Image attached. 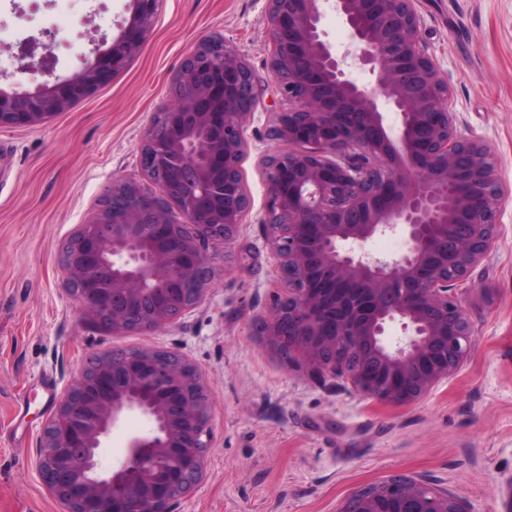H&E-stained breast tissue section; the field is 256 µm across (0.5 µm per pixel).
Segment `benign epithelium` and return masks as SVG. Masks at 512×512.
<instances>
[{"instance_id": "benign-epithelium-1", "label": "benign epithelium", "mask_w": 512, "mask_h": 512, "mask_svg": "<svg viewBox=\"0 0 512 512\" xmlns=\"http://www.w3.org/2000/svg\"><path fill=\"white\" fill-rule=\"evenodd\" d=\"M156 0H130L120 34L60 78L21 46L17 73L47 76L33 92L0 86V128L33 126L85 98L122 69L153 29ZM349 44L325 39L326 10ZM269 66L293 108L278 135L297 149L265 159L267 242L288 296L261 335L319 378L342 380L377 401H421L458 368L475 342L466 281L498 236L505 191L483 140L456 125L445 72L422 46L414 0H267ZM359 66L370 76H351ZM256 98L247 62L205 38L184 57L173 104L140 147L144 181L112 183L101 213L63 243L65 287L79 312L114 330L137 315L156 330L201 305L217 244L236 237L249 200L239 163L245 103ZM399 117L391 126L381 103ZM127 205L115 210L112 198ZM172 201L149 207L144 197ZM398 234L391 258L362 251ZM185 281L196 288L178 289ZM400 327L392 341L387 329ZM211 392L185 355L145 346L95 355L43 430L39 469L65 512H173L202 478ZM130 415L149 424L129 438L124 462L101 471L99 449ZM338 512H468L448 491L407 476L366 486Z\"/></svg>"}]
</instances>
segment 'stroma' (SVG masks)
I'll return each instance as SVG.
<instances>
[{
  "label": "stroma",
  "mask_w": 512,
  "mask_h": 512,
  "mask_svg": "<svg viewBox=\"0 0 512 512\" xmlns=\"http://www.w3.org/2000/svg\"><path fill=\"white\" fill-rule=\"evenodd\" d=\"M267 0H157L152 33L87 98L35 126L0 128V512H63L38 471L40 438L97 353L176 350L211 391L204 476L174 512H337L395 475L425 480L469 512H500L512 479V199L462 297L477 340L422 401L397 406L320 382L256 328L286 297L266 241V155L288 151L276 115L292 104L269 69ZM129 0H0V72L15 45L48 31L68 76L116 37ZM427 53L448 74L459 126L486 141L512 190V0H418ZM220 36L246 60L256 99L240 161L249 208L206 300L167 327L110 330L81 318L61 246L94 220L113 180H142L139 148L171 103L184 56Z\"/></svg>",
  "instance_id": "obj_1"
}]
</instances>
